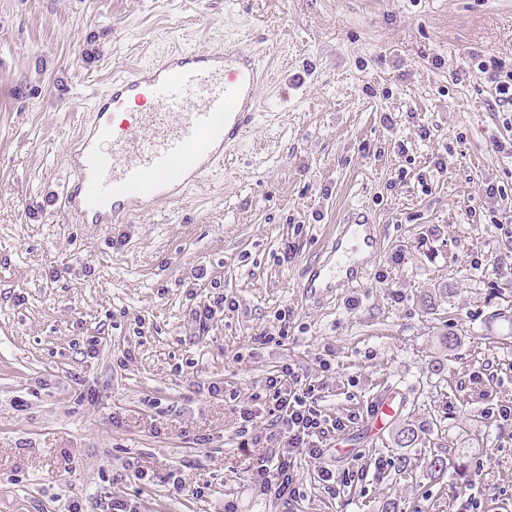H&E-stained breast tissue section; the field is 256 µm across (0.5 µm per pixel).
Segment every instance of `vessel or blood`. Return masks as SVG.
Wrapping results in <instances>:
<instances>
[{
  "label": "vessel or blood",
  "mask_w": 512,
  "mask_h": 512,
  "mask_svg": "<svg viewBox=\"0 0 512 512\" xmlns=\"http://www.w3.org/2000/svg\"><path fill=\"white\" fill-rule=\"evenodd\" d=\"M262 80L256 57L233 42L172 52L113 78L65 158L63 212L78 224H130L182 198L233 156L257 123ZM379 245L367 221L338 225L323 258L310 268V294L359 283ZM397 407L396 394H379L368 432L381 431Z\"/></svg>",
  "instance_id": "b4317fda"
}]
</instances>
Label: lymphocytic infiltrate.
Listing matches in <instances>:
<instances>
[{
  "label": "lymphocytic infiltrate",
  "mask_w": 512,
  "mask_h": 512,
  "mask_svg": "<svg viewBox=\"0 0 512 512\" xmlns=\"http://www.w3.org/2000/svg\"><path fill=\"white\" fill-rule=\"evenodd\" d=\"M322 389V383L305 377L286 363L252 393L250 405L240 407L237 437L242 450L283 439L290 447L286 453L271 449L260 462L248 468L247 479L256 497L297 501L301 491L294 474L295 454L322 458L327 435L342 433L356 422L353 413L335 418L323 415L318 404ZM265 412L270 419L262 427L258 419Z\"/></svg>",
  "instance_id": "obj_1"
}]
</instances>
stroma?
<instances>
[{
  "label": "stroma",
  "mask_w": 512,
  "mask_h": 512,
  "mask_svg": "<svg viewBox=\"0 0 512 512\" xmlns=\"http://www.w3.org/2000/svg\"><path fill=\"white\" fill-rule=\"evenodd\" d=\"M227 41L273 78L233 161L153 219L69 223L63 159L113 74ZM492 56L512 58V0H0V512H460L465 489L512 512V426L490 414L512 404V223L493 221L512 212L493 150L512 112L478 73ZM358 216L381 252L313 298L309 264ZM219 294L234 310L200 331ZM285 363L331 416L404 395L380 436L298 458L291 504L255 497L236 438ZM362 465L336 495L319 479ZM235 305L232 299L228 300L227 295L220 294L217 297H213L212 302L204 304L202 308L199 307L198 310L194 311L195 321L198 322L200 328L204 331L217 313L224 312L226 307L232 309Z\"/></svg>",
  "instance_id": "1"
}]
</instances>
